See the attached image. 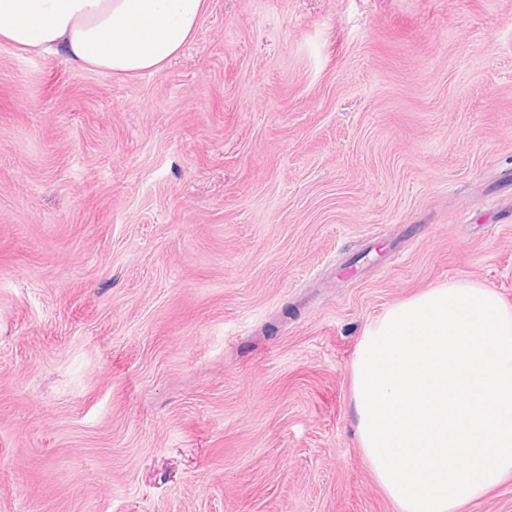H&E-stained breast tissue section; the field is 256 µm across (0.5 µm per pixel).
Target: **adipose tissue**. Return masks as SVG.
Masks as SVG:
<instances>
[{
  "mask_svg": "<svg viewBox=\"0 0 512 512\" xmlns=\"http://www.w3.org/2000/svg\"><path fill=\"white\" fill-rule=\"evenodd\" d=\"M207 0H0V40L127 79L161 70L192 41Z\"/></svg>",
  "mask_w": 512,
  "mask_h": 512,
  "instance_id": "ef3b65f1",
  "label": "adipose tissue"
}]
</instances>
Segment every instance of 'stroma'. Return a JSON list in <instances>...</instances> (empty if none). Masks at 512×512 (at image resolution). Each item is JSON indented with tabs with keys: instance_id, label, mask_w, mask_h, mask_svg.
I'll list each match as a JSON object with an SVG mask.
<instances>
[{
	"instance_id": "35a3bbf8",
	"label": "stroma",
	"mask_w": 512,
	"mask_h": 512,
	"mask_svg": "<svg viewBox=\"0 0 512 512\" xmlns=\"http://www.w3.org/2000/svg\"><path fill=\"white\" fill-rule=\"evenodd\" d=\"M512 305V0H208L159 72L0 42V512H399L365 326Z\"/></svg>"
}]
</instances>
